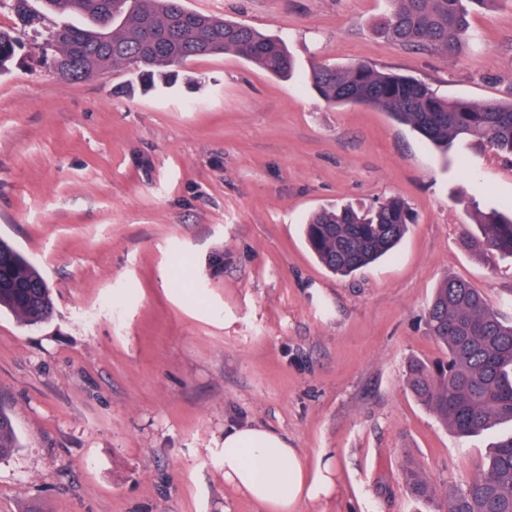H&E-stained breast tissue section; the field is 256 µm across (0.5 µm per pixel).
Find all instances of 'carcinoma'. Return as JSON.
<instances>
[{
  "instance_id": "cac0c4a2",
  "label": "carcinoma",
  "mask_w": 512,
  "mask_h": 512,
  "mask_svg": "<svg viewBox=\"0 0 512 512\" xmlns=\"http://www.w3.org/2000/svg\"><path fill=\"white\" fill-rule=\"evenodd\" d=\"M9 2L20 24H34L31 0ZM40 23L48 38L40 45L66 81L123 66L143 90L176 83L179 68L198 57L234 52L267 73L288 78L294 64L283 39L254 28L186 9L182 0H39ZM495 0H392L380 33L404 47L456 52L469 17ZM22 34L0 30V75L9 72ZM307 84L329 104H359L388 113L438 146L472 137L492 150L512 155V100L474 102L442 98L427 85L360 63L315 66ZM511 214H478V230L459 240L462 249L483 258H512ZM413 212L392 197L366 212L350 207L316 212L306 224L311 250L329 271L351 275L390 252L402 239ZM465 281L441 282L425 311L430 335L446 356L412 362L407 385L416 399L458 436L472 438L503 428L492 443L489 462L461 492H443L417 465L405 468L411 497L437 512H512V318ZM0 310L26 326L48 321L54 312L40 269L0 239ZM19 442L10 417L0 411V458Z\"/></svg>"
}]
</instances>
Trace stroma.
<instances>
[{
  "label": "stroma",
  "instance_id": "stroma-1",
  "mask_svg": "<svg viewBox=\"0 0 512 512\" xmlns=\"http://www.w3.org/2000/svg\"><path fill=\"white\" fill-rule=\"evenodd\" d=\"M285 38L277 79L233 52L196 58L175 88L127 91L121 67L61 80L27 30L0 76V237L45 274L52 318L0 313V512H263L224 483V431L262 427L336 466L303 512H424L413 462L444 490L481 471L409 391V361L443 350L425 309L456 277L512 299V260L458 240L512 202V158L461 138L441 153L379 109L334 106L312 66L374 68L439 94L512 98V0L475 13L452 55L377 35L389 0H184ZM405 200L415 224L389 256L328 272L303 226L322 208ZM19 448V442L10 417L0 410V459Z\"/></svg>",
  "mask_w": 512,
  "mask_h": 512
}]
</instances>
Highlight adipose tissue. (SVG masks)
Returning a JSON list of instances; mask_svg holds the SVG:
<instances>
[{
  "instance_id": "adipose-tissue-1",
  "label": "adipose tissue",
  "mask_w": 512,
  "mask_h": 512,
  "mask_svg": "<svg viewBox=\"0 0 512 512\" xmlns=\"http://www.w3.org/2000/svg\"><path fill=\"white\" fill-rule=\"evenodd\" d=\"M332 463L308 466L283 436L255 427L224 432V481L265 512H301L329 497L335 487Z\"/></svg>"
}]
</instances>
